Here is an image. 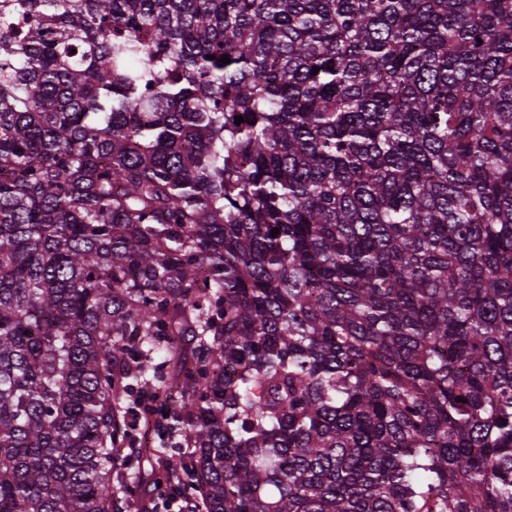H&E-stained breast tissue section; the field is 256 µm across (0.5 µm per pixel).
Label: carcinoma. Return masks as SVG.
Instances as JSON below:
<instances>
[{
	"mask_svg": "<svg viewBox=\"0 0 512 512\" xmlns=\"http://www.w3.org/2000/svg\"><path fill=\"white\" fill-rule=\"evenodd\" d=\"M126 378L202 512H512V0H0V512Z\"/></svg>",
	"mask_w": 512,
	"mask_h": 512,
	"instance_id": "1",
	"label": "carcinoma"
}]
</instances>
